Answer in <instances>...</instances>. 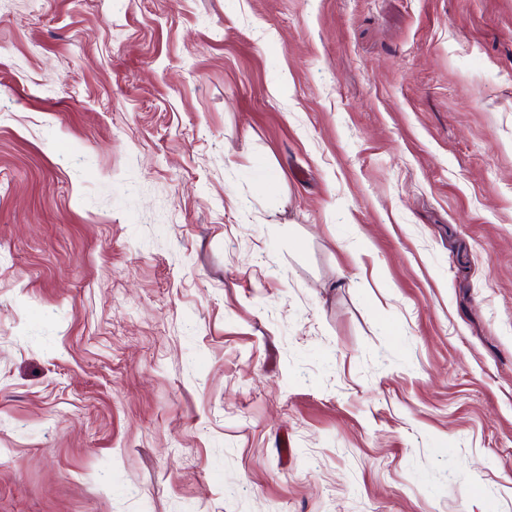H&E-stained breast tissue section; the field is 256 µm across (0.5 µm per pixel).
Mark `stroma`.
Returning a JSON list of instances; mask_svg holds the SVG:
<instances>
[{
    "instance_id": "1",
    "label": "stroma",
    "mask_w": 512,
    "mask_h": 512,
    "mask_svg": "<svg viewBox=\"0 0 512 512\" xmlns=\"http://www.w3.org/2000/svg\"><path fill=\"white\" fill-rule=\"evenodd\" d=\"M0 512H512V0H0Z\"/></svg>"
}]
</instances>
